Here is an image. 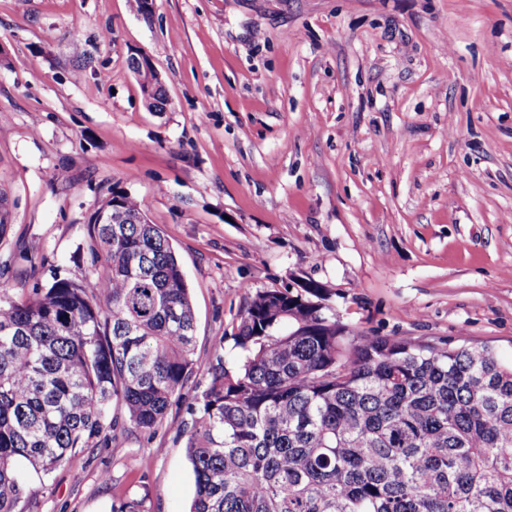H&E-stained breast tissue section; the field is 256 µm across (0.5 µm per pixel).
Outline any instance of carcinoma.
Returning a JSON list of instances; mask_svg holds the SVG:
<instances>
[{
  "instance_id": "obj_1",
  "label": "carcinoma",
  "mask_w": 512,
  "mask_h": 512,
  "mask_svg": "<svg viewBox=\"0 0 512 512\" xmlns=\"http://www.w3.org/2000/svg\"><path fill=\"white\" fill-rule=\"evenodd\" d=\"M139 88L166 111L161 81ZM88 234L90 276L0 294V512L33 497L23 467L156 430L197 365L188 281L141 201L112 186ZM323 293L258 292L219 337L182 429L189 512H512V361L356 332Z\"/></svg>"
}]
</instances>
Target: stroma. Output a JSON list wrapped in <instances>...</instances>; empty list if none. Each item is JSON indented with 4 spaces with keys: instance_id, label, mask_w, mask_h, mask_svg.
I'll list each match as a JSON object with an SVG mask.
<instances>
[{
    "instance_id": "35a3bbf8",
    "label": "stroma",
    "mask_w": 512,
    "mask_h": 512,
    "mask_svg": "<svg viewBox=\"0 0 512 512\" xmlns=\"http://www.w3.org/2000/svg\"><path fill=\"white\" fill-rule=\"evenodd\" d=\"M115 185L176 249L200 367L155 434L30 475L38 512H188L187 408L259 291L311 280L357 332L512 359V0H0L9 295L91 274ZM151 64H153L151 58L141 52L131 54L128 59V65L137 77L138 85L147 110L151 112H164L170 105V101L160 79L151 84L149 89L140 82V76L142 75L140 70L150 68Z\"/></svg>"
}]
</instances>
